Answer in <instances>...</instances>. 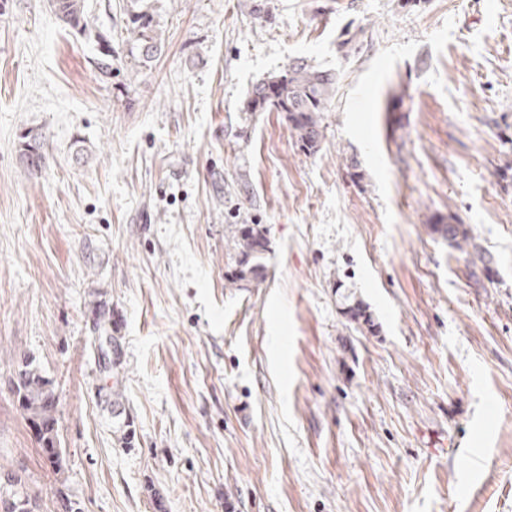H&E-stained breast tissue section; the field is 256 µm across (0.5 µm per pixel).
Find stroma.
Returning <instances> with one entry per match:
<instances>
[{
	"label": "stroma",
	"instance_id": "35a3bbf8",
	"mask_svg": "<svg viewBox=\"0 0 512 512\" xmlns=\"http://www.w3.org/2000/svg\"><path fill=\"white\" fill-rule=\"evenodd\" d=\"M144 2L148 69L126 0H87L106 79L49 0H0V469L39 512L61 490L83 512H512V0ZM299 56L339 74L313 154L245 107ZM236 224L266 229L248 288L226 281ZM25 359L58 396V472ZM139 2L141 0L127 1L125 41L131 53L136 51L142 66L147 67L162 52L165 44L153 24L152 16ZM43 145L42 133L36 129H29L20 137L19 159L30 175H38L45 166L41 160L45 158ZM453 220L454 218L450 215L447 217L439 213H433L428 217L427 222L432 225L433 232L448 241L452 248L464 251V247L468 246V236L461 232L457 225L453 224ZM15 393L19 406L27 419L41 427L42 452L46 456L54 455L52 462L56 471H61L63 463L62 448L57 446V400L52 382L33 365L25 361L16 372Z\"/></svg>",
	"mask_w": 512,
	"mask_h": 512
}]
</instances>
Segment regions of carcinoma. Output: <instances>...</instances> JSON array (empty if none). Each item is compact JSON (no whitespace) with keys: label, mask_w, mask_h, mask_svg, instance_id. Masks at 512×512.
<instances>
[{"label":"carcinoma","mask_w":512,"mask_h":512,"mask_svg":"<svg viewBox=\"0 0 512 512\" xmlns=\"http://www.w3.org/2000/svg\"><path fill=\"white\" fill-rule=\"evenodd\" d=\"M141 0L126 4V44L137 53L142 66L147 67L164 48V40L153 24V18L140 5ZM51 7L63 25L97 45L94 69L105 78L112 76V40L89 27L86 0H51ZM339 75L331 69L312 65L296 58L284 70L255 84L246 99L250 112H283L288 126L296 135L300 147L307 153L319 151L322 138V114L329 110L336 95ZM19 159L31 175L44 168L43 136L36 129L27 130L18 145ZM434 233L457 250L468 245V236L453 224V217L433 213L428 217ZM233 243L239 255L232 284L260 280L265 273L263 230L255 225H243L235 230ZM15 393L27 419L41 427L42 452L53 455L56 470H61L63 451L57 446V405L52 382L27 361L16 372ZM0 509L3 512H37V502L25 483L18 478L0 485Z\"/></svg>","instance_id":"1"}]
</instances>
